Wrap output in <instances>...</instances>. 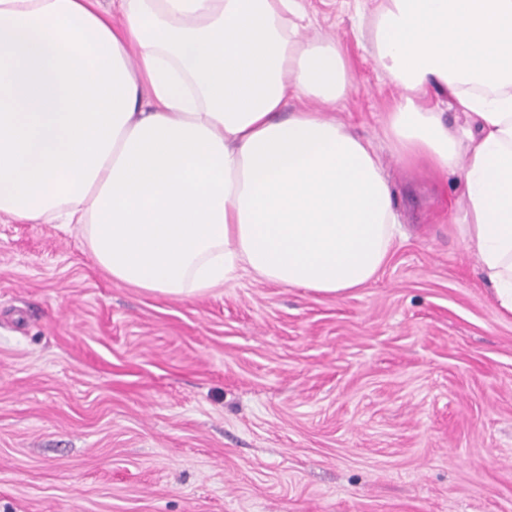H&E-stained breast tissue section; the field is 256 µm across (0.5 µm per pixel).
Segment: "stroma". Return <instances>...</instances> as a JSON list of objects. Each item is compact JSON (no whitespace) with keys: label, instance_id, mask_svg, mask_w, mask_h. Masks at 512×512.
<instances>
[{"label":"stroma","instance_id":"obj_1","mask_svg":"<svg viewBox=\"0 0 512 512\" xmlns=\"http://www.w3.org/2000/svg\"><path fill=\"white\" fill-rule=\"evenodd\" d=\"M380 2L301 0L349 64L336 119L379 147ZM383 162L408 235L340 295L148 293L77 229L0 220V512H512V316L454 230L460 180Z\"/></svg>","mask_w":512,"mask_h":512}]
</instances>
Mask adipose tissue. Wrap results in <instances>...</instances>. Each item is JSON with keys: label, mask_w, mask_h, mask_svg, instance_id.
Masks as SVG:
<instances>
[{"label": "adipose tissue", "mask_w": 512, "mask_h": 512, "mask_svg": "<svg viewBox=\"0 0 512 512\" xmlns=\"http://www.w3.org/2000/svg\"><path fill=\"white\" fill-rule=\"evenodd\" d=\"M0 0V216L77 225L114 281L182 298L249 271L371 282L401 224L381 153L326 115L352 89L300 0ZM389 153L460 174L454 222L512 315V0H383ZM448 95L453 127L430 89ZM300 109L286 113L288 101Z\"/></svg>", "instance_id": "1"}]
</instances>
